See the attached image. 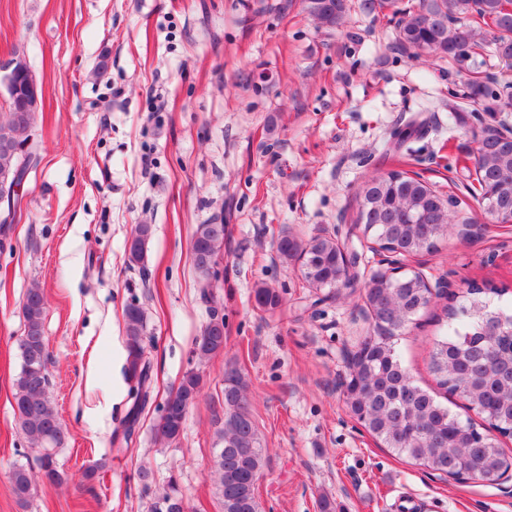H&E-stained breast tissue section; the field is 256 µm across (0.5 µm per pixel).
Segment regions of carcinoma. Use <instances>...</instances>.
Masks as SVG:
<instances>
[{"label": "carcinoma", "mask_w": 512, "mask_h": 512, "mask_svg": "<svg viewBox=\"0 0 512 512\" xmlns=\"http://www.w3.org/2000/svg\"><path fill=\"white\" fill-rule=\"evenodd\" d=\"M302 10L327 31L338 29L352 8L367 14H383L396 25V41L415 58H445L460 67L469 66L486 45L494 46L497 56L512 61V0H416L405 5L402 0H300ZM477 15L492 26L490 34L472 19ZM493 96L486 82L472 78L467 84L466 99ZM36 112L25 111L20 104L0 113V178L17 169L21 150L28 148L26 165H31L37 147L32 139ZM477 151L492 157L487 164L474 158L480 167L479 192L512 194V154L500 151L498 140L485 138ZM361 193L370 197L372 223L363 224V233L386 235L403 252H429L448 232L433 224H421L408 233L404 225L410 215L427 204L437 190L422 176L405 170H391L373 175ZM149 224H137L127 246L128 261L142 264L145 245L151 236ZM307 244L283 235L276 251L285 261L306 255L301 269L307 285L333 293L344 279L336 277V238L326 235L319 241L317 255L305 252ZM224 248V223L198 224L193 232L191 255L203 278L201 295L209 299L211 276L217 257ZM403 288H367L364 303L373 327L349 354V378L346 404L353 416L387 448L415 465L442 474L467 471L471 477L486 479L512 467L499 446L497 436L512 437V340L494 336L484 328L480 312L488 304L479 286L468 290L469 306L461 313L470 319L466 329L453 330L434 342L430 370L437 385L450 393H459L468 408L483 421L478 429L473 420H460L437 401L429 390L416 384L402 365L396 344L402 331L398 316L390 307L394 294L401 295L415 316L433 299L419 276L402 278ZM256 307L269 312L281 304L280 293L268 286L254 290ZM46 296L39 288L28 290L22 305L24 332L18 341L21 370L15 380L14 412L18 425L32 448L41 449L42 480L62 482L63 475L55 462V450L63 442L64 429L55 406L48 396L49 353L43 334ZM127 357L124 373L134 382L136 392L129 393L131 406L122 430L113 435L116 451L123 452L133 443L136 425L142 412L153 402L152 363L144 344L146 326L140 306L125 308ZM224 315L213 312L193 354L200 360L224 351ZM202 389L201 375L185 372L175 392L161 407L157 432L167 442L181 436L189 408ZM246 383L235 369L224 372V429L222 448L214 462V478L223 499L224 512H259L255 481L266 463L262 437L248 410ZM13 493L21 501L33 491L27 469L16 466L10 472Z\"/></svg>", "instance_id": "1"}]
</instances>
